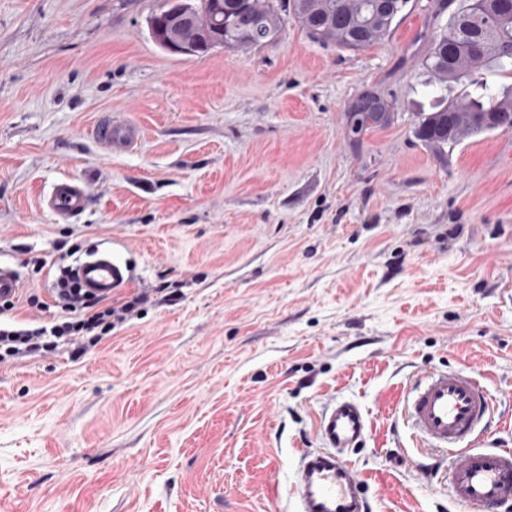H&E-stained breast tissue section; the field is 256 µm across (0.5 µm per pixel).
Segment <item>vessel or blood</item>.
<instances>
[{
    "label": "vessel or blood",
    "mask_w": 512,
    "mask_h": 512,
    "mask_svg": "<svg viewBox=\"0 0 512 512\" xmlns=\"http://www.w3.org/2000/svg\"><path fill=\"white\" fill-rule=\"evenodd\" d=\"M94 135L113 153L127 152L140 138L129 122L104 117ZM88 201L84 184L63 181L42 200L58 220L81 213ZM78 273L88 296L109 298L131 282V270L117 253L100 252L81 260ZM494 398L481 378L462 369L427 370L407 393L401 417L417 447L446 456L431 466L433 481L446 486L465 512H503L512 505V448H481ZM318 447L301 448L294 459V481L286 495L292 512H370L363 482L342 454L365 441L369 424L361 405L332 400L316 418Z\"/></svg>",
    "instance_id": "b4317fda"
}]
</instances>
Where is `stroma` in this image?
Segmentation results:
<instances>
[{"mask_svg": "<svg viewBox=\"0 0 512 512\" xmlns=\"http://www.w3.org/2000/svg\"><path fill=\"white\" fill-rule=\"evenodd\" d=\"M428 2L361 50L286 11L271 44L187 57L151 36L162 0H0V265L45 303L0 324L59 319L75 243L149 294L81 356L0 364V512H276L337 397L368 415L373 512H455L399 413L429 367L478 375L483 444L512 448V129L417 137L468 91L426 70ZM368 93L392 122L356 140ZM111 113L126 153L94 135ZM67 179L90 200L63 223L41 200ZM94 135L113 153L127 152L140 138L139 129L132 123L112 121L111 116L100 120L94 128Z\"/></svg>", "mask_w": 512, "mask_h": 512, "instance_id": "1", "label": "stroma"}]
</instances>
